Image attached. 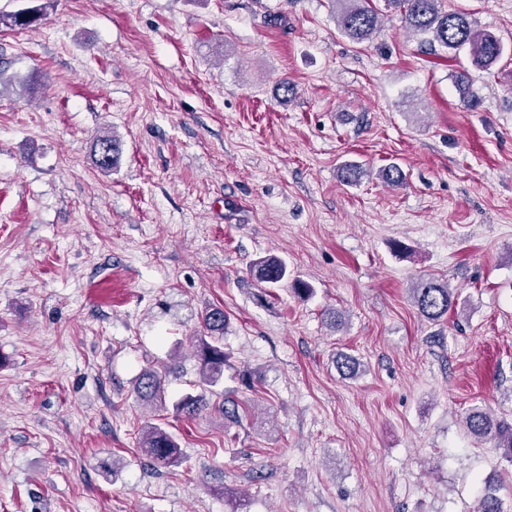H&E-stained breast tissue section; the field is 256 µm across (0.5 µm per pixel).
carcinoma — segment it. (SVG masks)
Instances as JSON below:
<instances>
[{
	"instance_id": "carcinoma-1",
	"label": "carcinoma",
	"mask_w": 512,
	"mask_h": 512,
	"mask_svg": "<svg viewBox=\"0 0 512 512\" xmlns=\"http://www.w3.org/2000/svg\"><path fill=\"white\" fill-rule=\"evenodd\" d=\"M387 5L397 8L406 27L413 33L424 35L431 44H436L448 53H457L461 48H470L472 64L483 70L496 64L504 53L499 38L479 32L468 15L460 11L441 8L444 0H386ZM340 5L337 23L340 31L355 42L369 41L379 28V12L370 5V0H336ZM50 0H36V4L9 14H0V24L10 27H30L43 19ZM120 153L115 136L103 135L94 142V159L101 171L107 173L117 161ZM251 272L254 278L268 288H275L288 278V267L278 256L257 259ZM413 303L420 316L430 322L439 323L448 313L457 310L458 295L448 283L436 278H423L410 288ZM226 316L219 307L208 309L201 318L199 332L193 337V345L199 363L200 393L185 396L177 405L178 412L193 416L199 411L206 394L224 377V364L228 357L224 353V328ZM338 370L347 378L358 375L361 362L341 353L336 358ZM163 374L146 368L136 380L134 391L143 401L162 397ZM466 433L477 439H497L505 449L504 457L512 464V426L493 418L483 408H472L465 417ZM141 448L147 466L159 471L176 467L182 462L180 446L174 436L160 425L149 423L142 428ZM480 512H504L503 503L495 490L486 487L479 495Z\"/></svg>"
}]
</instances>
